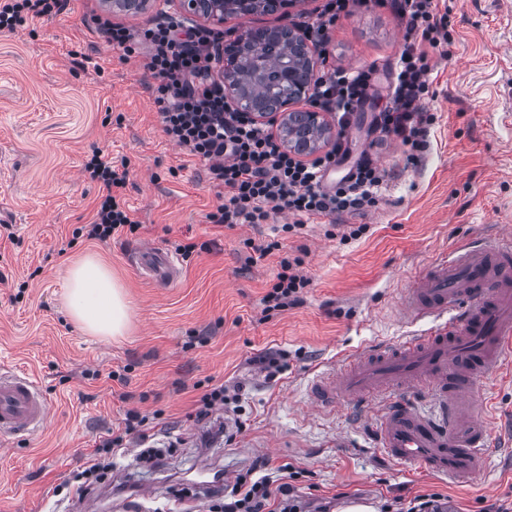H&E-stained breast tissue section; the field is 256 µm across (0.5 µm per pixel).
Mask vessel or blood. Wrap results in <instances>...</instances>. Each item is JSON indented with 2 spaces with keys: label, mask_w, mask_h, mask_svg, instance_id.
Returning <instances> with one entry per match:
<instances>
[{
  "label": "vessel or blood",
  "mask_w": 512,
  "mask_h": 512,
  "mask_svg": "<svg viewBox=\"0 0 512 512\" xmlns=\"http://www.w3.org/2000/svg\"><path fill=\"white\" fill-rule=\"evenodd\" d=\"M158 286L178 281L181 259L145 245L132 252ZM405 321L433 320L427 333L341 356L310 383L314 409L376 404V448L398 465L472 484L487 468L491 418L475 390L512 363V238L453 251L415 278L400 298ZM50 407L31 376L0 372V436L42 431Z\"/></svg>",
  "instance_id": "vessel-or-blood-1"
}]
</instances>
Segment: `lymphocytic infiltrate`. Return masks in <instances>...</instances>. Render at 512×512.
Returning <instances> with one entry per match:
<instances>
[{
    "instance_id": "obj_1",
    "label": "lymphocytic infiltrate",
    "mask_w": 512,
    "mask_h": 512,
    "mask_svg": "<svg viewBox=\"0 0 512 512\" xmlns=\"http://www.w3.org/2000/svg\"><path fill=\"white\" fill-rule=\"evenodd\" d=\"M358 0H326L317 19L303 28V35L320 54H327L329 31ZM406 20L404 48L385 109L376 123L396 136L409 161H417L427 146L434 116L429 94V60L448 42V17L439 11L438 0H396ZM65 0H0V30L22 23L25 16H49L62 11ZM103 37L125 55L138 54L142 66L155 81L153 91L163 132L170 142L207 161L214 180L224 188V200L207 216L209 223L228 228L239 224H266L286 213L301 219L366 211L379 201L387 174L362 153L347 176L331 189L324 188L325 170L344 162L350 148L338 136L331 148L313 160L296 158L278 143L271 125L253 120L235 108L224 95V85L212 72L216 46L222 32L186 25L180 18L167 20L134 32L103 21ZM373 68L335 69L321 74L313 85L311 102L334 113L340 128H347L353 112L366 100L374 84ZM92 179L102 183L105 193L92 223L77 228L75 236L104 241L133 233L139 223L121 199L125 173L93 154L86 165ZM275 282L263 298L266 311H283L301 303L308 284L300 274V259L282 257ZM146 419L128 411L124 426L100 437L86 465L68 487L74 495L102 481L126 457L129 439L143 449L141 462H152L158 451L150 447ZM321 502L307 507L287 475L274 474L269 461L257 462L238 474L224 502L215 512H329Z\"/></svg>"
}]
</instances>
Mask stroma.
<instances>
[{
	"instance_id": "1",
	"label": "stroma",
	"mask_w": 512,
	"mask_h": 512,
	"mask_svg": "<svg viewBox=\"0 0 512 512\" xmlns=\"http://www.w3.org/2000/svg\"><path fill=\"white\" fill-rule=\"evenodd\" d=\"M322 4L232 14L222 29L231 42L248 29H292ZM446 4L448 44L429 60L434 121L414 164L375 126L404 22L390 4L357 7L337 21L329 58H314V71L381 65L347 136L389 177L371 211L312 217L290 232L288 214L231 229L208 223L220 186L206 163L164 135L154 81L140 58L124 56L100 33L105 18L142 29L160 12L181 15L180 0L162 8L151 2L140 13L112 10L105 0H68L56 15L0 31V369L31 374L51 408L46 430L0 439V512H153L163 504L207 512L212 490L184 485L186 471L203 460L231 479L263 457L288 466L305 498L365 503L376 512H407L415 497L432 493L450 497L459 512L512 500V366L476 389L494 418L493 453L470 488L379 455L371 416L360 407L323 413L309 402L315 370L345 352L428 329L399 316L400 295L416 272L452 248L493 246L512 233V0ZM96 152L125 164L122 195L140 223L136 233L104 242L73 235L93 222L103 195L84 170ZM353 224L366 232L348 238ZM189 238L200 248L172 286L147 283L128 261L136 245L171 252ZM249 239H275L281 248L253 263ZM87 254L126 293L124 335H86L63 306L66 271ZM284 256L302 261L303 302L266 316L262 298ZM269 350L287 356L286 370L272 379L255 363ZM219 385L239 389V412L189 420L199 396ZM131 409L155 418L153 444L163 453L153 466L126 458L125 492L108 481L56 500L54 487L84 466L100 436ZM174 440L177 451L167 452Z\"/></svg>"
}]
</instances>
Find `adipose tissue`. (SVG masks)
Here are the masks:
<instances>
[{
  "label": "adipose tissue",
  "instance_id": "1",
  "mask_svg": "<svg viewBox=\"0 0 512 512\" xmlns=\"http://www.w3.org/2000/svg\"><path fill=\"white\" fill-rule=\"evenodd\" d=\"M64 301L72 320L88 335L120 336L129 324L124 290L95 256H85L70 268Z\"/></svg>",
  "mask_w": 512,
  "mask_h": 512
}]
</instances>
